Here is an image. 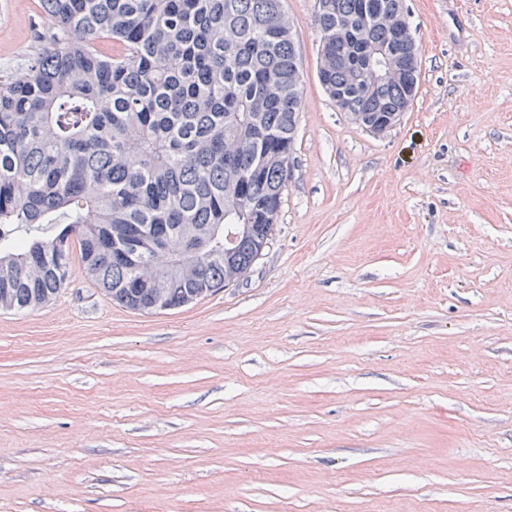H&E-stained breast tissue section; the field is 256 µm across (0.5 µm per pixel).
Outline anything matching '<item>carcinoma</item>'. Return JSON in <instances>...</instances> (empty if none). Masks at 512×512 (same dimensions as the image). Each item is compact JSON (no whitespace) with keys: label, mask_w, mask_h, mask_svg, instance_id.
<instances>
[{"label":"carcinoma","mask_w":512,"mask_h":512,"mask_svg":"<svg viewBox=\"0 0 512 512\" xmlns=\"http://www.w3.org/2000/svg\"><path fill=\"white\" fill-rule=\"evenodd\" d=\"M47 45L20 75L0 74V309L45 304L71 276L73 249L111 300L138 310L120 257L143 242L188 260L161 276L178 308L241 279L277 224L301 100L295 38L282 0H41ZM320 35L351 25L354 52L329 54L336 107L377 124L418 91L401 41L374 16L401 0H324ZM236 244L225 256V228ZM70 240V250L59 245Z\"/></svg>","instance_id":"obj_1"}]
</instances>
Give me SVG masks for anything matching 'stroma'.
<instances>
[{
  "mask_svg": "<svg viewBox=\"0 0 512 512\" xmlns=\"http://www.w3.org/2000/svg\"><path fill=\"white\" fill-rule=\"evenodd\" d=\"M419 89L373 135L318 77L247 276L145 314L74 265L0 310V512H512V0H406ZM0 0V70L44 44Z\"/></svg>",
  "mask_w": 512,
  "mask_h": 512,
  "instance_id": "stroma-1",
  "label": "stroma"
}]
</instances>
